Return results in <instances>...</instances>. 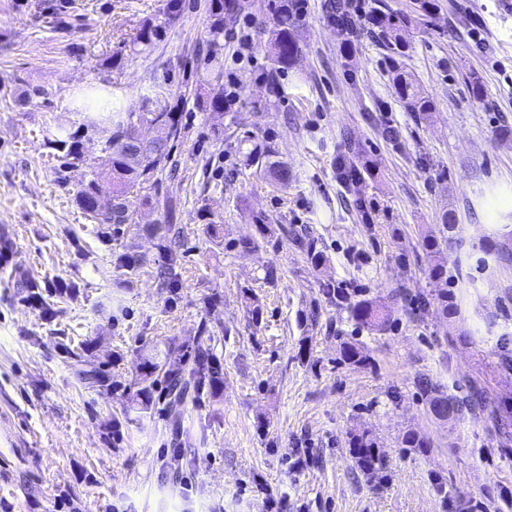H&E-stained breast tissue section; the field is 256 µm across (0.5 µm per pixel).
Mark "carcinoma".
Segmentation results:
<instances>
[{"mask_svg":"<svg viewBox=\"0 0 512 512\" xmlns=\"http://www.w3.org/2000/svg\"><path fill=\"white\" fill-rule=\"evenodd\" d=\"M271 8L277 14V22L273 30L272 58L278 67L285 69L299 52V46L294 34V26L290 16L281 7L272 4ZM237 9L236 0H210V26L207 37V62L216 67L215 78H221L223 67L221 60L224 49V14H234ZM176 19L174 6L168 5L154 19L146 22L138 37L137 44L141 50L149 51L161 40ZM373 25L380 28L388 44L399 41L398 26L401 19L389 17L381 13L372 15ZM396 89L399 97L405 101L414 112H430L432 102L422 96L415 85L405 74L398 72L395 76ZM214 114L224 111V84L216 83L206 102ZM146 118L168 130L172 137L179 138L181 134V114L177 106L168 102L167 90L157 84H150L139 95V105L131 109L116 112H99L88 118V123L95 126L99 123L109 126L112 135L111 169L109 177L112 180V210L108 214L100 213L96 208L98 178L93 177L76 192V202L90 218L100 224H130L134 221L132 198L148 190V185L156 174L163 169V163L168 160L170 147L161 143L143 151L139 160L129 158L125 140L130 138V120L133 116ZM53 148L63 153V157L81 162L84 158V143L80 136L71 133L64 126L56 128L55 134L47 138ZM253 160L265 164L266 170L279 181L288 178V170L284 164L275 159V154L269 150L251 151ZM143 196V195H141ZM149 201V195L143 196ZM174 212L167 209V223L156 225L159 251L166 258L160 266L159 277L168 288L179 286L180 274L175 267L176 253L182 246L180 232L175 229ZM293 241L307 255L312 265L318 267L325 262L322 252L316 250L314 242L296 236ZM321 292L329 300L346 307L355 323L371 331H382L389 323V314L374 298L363 295L358 288H345L332 280L321 284ZM218 337L207 328H202L200 335L193 343L179 348V361L175 368H168L153 360H146L141 365L145 385L136 391V397L143 403L153 400L154 385L158 379L165 382L163 404L169 418L176 422L181 419L187 404H198L203 395L216 397L223 387L224 369L220 359L215 354ZM340 361L348 364L363 365L368 363V357L357 342L345 341L340 348ZM418 387L425 396L432 414L439 420L451 421L462 411V406L454 397L444 393L425 379L418 380ZM352 453L358 466L366 471L376 468L381 463L380 454L373 441L361 435L352 441Z\"/></svg>","mask_w":512,"mask_h":512,"instance_id":"obj_1","label":"carcinoma"}]
</instances>
